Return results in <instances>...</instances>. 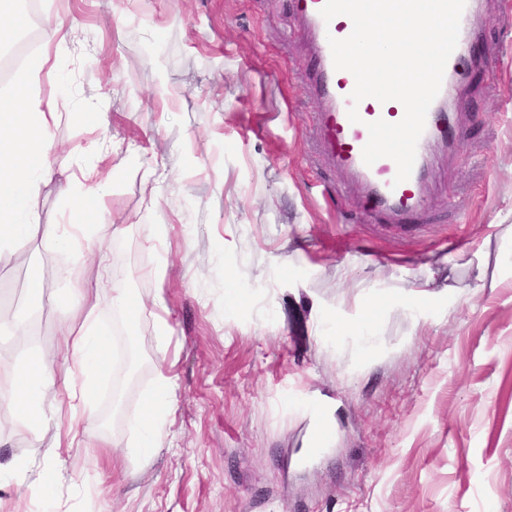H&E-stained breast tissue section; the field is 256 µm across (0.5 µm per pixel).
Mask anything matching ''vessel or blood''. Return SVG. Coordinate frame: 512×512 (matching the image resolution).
Listing matches in <instances>:
<instances>
[{
  "label": "vessel or blood",
  "instance_id": "vessel-or-blood-1",
  "mask_svg": "<svg viewBox=\"0 0 512 512\" xmlns=\"http://www.w3.org/2000/svg\"><path fill=\"white\" fill-rule=\"evenodd\" d=\"M323 3L324 0H296L299 19L311 37L316 56L312 88L324 103L322 125L325 142L335 165L357 181L373 209L386 211L397 218L404 217L422 204L419 187L428 174L429 156L434 145L443 140L452 151L460 145L458 137L444 133L448 118L442 112L441 105L448 96V87L460 79L459 66L466 58L465 47L475 34L471 23L474 5L472 0H467L461 16L458 43L445 68L443 89L428 110L425 130L417 144L412 173L408 180L398 184L394 181L397 166L392 159L382 158L368 166L363 162L362 149L369 138L367 123L378 119L390 123L399 122L404 116V107L395 100L382 103L366 99L356 105L360 122H350L347 111L353 106L350 94L355 81L345 71L335 69L328 40L332 37L346 38L353 24L344 15L335 17L331 22H324L320 15Z\"/></svg>",
  "mask_w": 512,
  "mask_h": 512
}]
</instances>
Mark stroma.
<instances>
[{"label":"stroma","instance_id":"35a3bbf8","mask_svg":"<svg viewBox=\"0 0 512 512\" xmlns=\"http://www.w3.org/2000/svg\"><path fill=\"white\" fill-rule=\"evenodd\" d=\"M512 0H476L475 55L448 94L463 146H436L422 206L399 227L373 217L321 139L312 44L294 0H31L65 19L20 65L52 116L26 261L0 255V385L58 349L60 271L94 281L43 236L71 220L83 171L116 287L146 307L135 325L102 299L111 336L87 447L62 454L55 502L0 492L5 512H512ZM43 275L40 302L28 283ZM173 333L162 343L151 299ZM378 304L364 331L352 324ZM26 331L17 334L18 318ZM350 325L336 334L333 322ZM177 381L173 448L126 456L128 416L162 368ZM336 426L303 460L317 411ZM109 449H100V441Z\"/></svg>","mask_w":512,"mask_h":512}]
</instances>
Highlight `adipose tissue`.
I'll use <instances>...</instances> for the list:
<instances>
[{
	"mask_svg": "<svg viewBox=\"0 0 512 512\" xmlns=\"http://www.w3.org/2000/svg\"><path fill=\"white\" fill-rule=\"evenodd\" d=\"M48 148V120L37 101L20 88L9 98L1 99L0 253L17 250L30 224L37 219L39 184L51 175ZM97 266L95 290H88L81 281H70L68 291L73 302H81L90 294L98 299L111 296L126 324H134L141 303L130 302L124 289L115 287L107 254L98 253ZM63 336L65 370L52 403H45L43 395L51 378L54 356L50 353L35 357L17 374L12 389L0 394V407L12 409L20 427L38 434L51 427L56 430L50 443H43L39 437L34 441L35 447L42 450L41 469H31L27 455L18 454L9 464L0 465V488L31 483L49 502L55 500L61 480L59 451L76 447L78 427L90 424L96 384L109 361L106 339L93 315H85L80 325L66 324ZM176 407L175 382L170 376L160 375L156 389L130 420L138 440L127 448V455L146 460L157 453Z\"/></svg>",
	"mask_w": 512,
	"mask_h": 512,
	"instance_id": "obj_1",
	"label": "adipose tissue"
}]
</instances>
